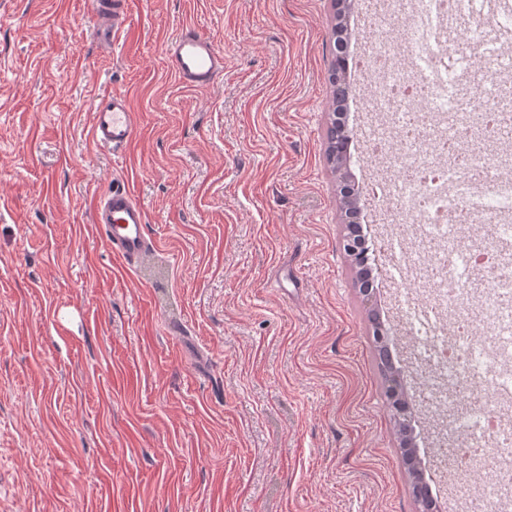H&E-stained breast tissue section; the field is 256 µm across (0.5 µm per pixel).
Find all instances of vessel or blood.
<instances>
[{
  "label": "vessel or blood",
  "mask_w": 512,
  "mask_h": 512,
  "mask_svg": "<svg viewBox=\"0 0 512 512\" xmlns=\"http://www.w3.org/2000/svg\"><path fill=\"white\" fill-rule=\"evenodd\" d=\"M89 23L103 46L126 28L125 0H85ZM164 55L176 78L185 86H211L224 72V52L209 37L186 28L168 40ZM138 128L129 99L113 94L95 103L90 111L89 137L99 150L127 146ZM93 216L107 247L125 266L146 262L154 251L143 204L128 186L116 185L93 202Z\"/></svg>",
  "instance_id": "obj_1"
}]
</instances>
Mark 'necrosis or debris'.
I'll list each match as a JSON object with an SVG mask.
<instances>
[{"label": "necrosis or debris", "instance_id": "necrosis-or-debris-1", "mask_svg": "<svg viewBox=\"0 0 512 512\" xmlns=\"http://www.w3.org/2000/svg\"><path fill=\"white\" fill-rule=\"evenodd\" d=\"M359 30L371 218L413 228L379 239L408 358L424 407L452 409L450 474L494 468L485 512H512V264L499 251L512 240V154L471 143L512 113V0H373ZM487 223L497 237L464 236ZM411 268L425 297L401 287Z\"/></svg>", "mask_w": 512, "mask_h": 512}]
</instances>
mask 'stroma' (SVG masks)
<instances>
[{"label":"stroma","mask_w":512,"mask_h":512,"mask_svg":"<svg viewBox=\"0 0 512 512\" xmlns=\"http://www.w3.org/2000/svg\"><path fill=\"white\" fill-rule=\"evenodd\" d=\"M0 0V512H418L326 164L331 0ZM224 51L188 88L163 46ZM127 95L135 139L89 143ZM128 186L156 254L114 258L92 191ZM402 391L419 380L402 369ZM126 0H113L112 8L106 0H85L89 23L98 34L101 44L110 47L127 24ZM164 55L176 78L187 87H209L224 73V51L190 28L166 42ZM89 124L90 141L96 149L126 147L137 132V113L125 95L112 94L93 105Z\"/></svg>","instance_id":"obj_1"}]
</instances>
